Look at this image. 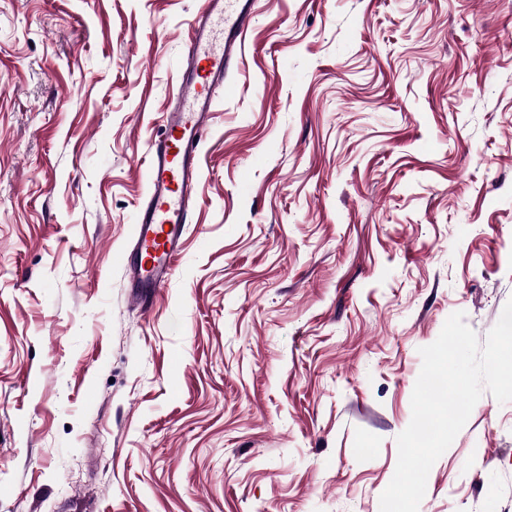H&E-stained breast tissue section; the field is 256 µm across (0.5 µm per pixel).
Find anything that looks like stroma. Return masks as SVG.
Instances as JSON below:
<instances>
[{
	"label": "stroma",
	"mask_w": 512,
	"mask_h": 512,
	"mask_svg": "<svg viewBox=\"0 0 512 512\" xmlns=\"http://www.w3.org/2000/svg\"><path fill=\"white\" fill-rule=\"evenodd\" d=\"M203 0H0V512H380L432 344L512 299V0H257L174 279L133 227ZM512 512L483 393L419 512Z\"/></svg>",
	"instance_id": "stroma-1"
}]
</instances>
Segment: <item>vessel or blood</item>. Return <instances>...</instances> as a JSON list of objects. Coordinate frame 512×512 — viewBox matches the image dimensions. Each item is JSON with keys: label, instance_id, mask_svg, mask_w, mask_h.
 Returning a JSON list of instances; mask_svg holds the SVG:
<instances>
[{"label": "vessel or blood", "instance_id": "b4317fda", "mask_svg": "<svg viewBox=\"0 0 512 512\" xmlns=\"http://www.w3.org/2000/svg\"><path fill=\"white\" fill-rule=\"evenodd\" d=\"M185 44L172 105L150 145L147 197L134 226L130 304L150 311L175 275L182 235L201 179L199 146L206 139L216 91L243 60L256 0H205Z\"/></svg>", "mask_w": 512, "mask_h": 512}]
</instances>
